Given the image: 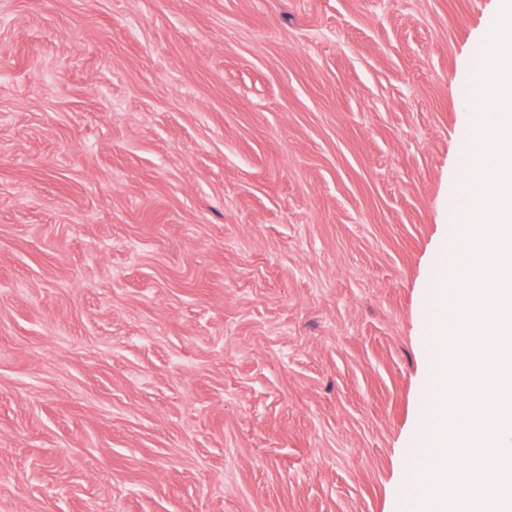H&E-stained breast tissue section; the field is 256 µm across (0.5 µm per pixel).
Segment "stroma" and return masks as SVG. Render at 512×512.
Listing matches in <instances>:
<instances>
[{
    "label": "stroma",
    "mask_w": 512,
    "mask_h": 512,
    "mask_svg": "<svg viewBox=\"0 0 512 512\" xmlns=\"http://www.w3.org/2000/svg\"><path fill=\"white\" fill-rule=\"evenodd\" d=\"M500 0H0V512H413Z\"/></svg>",
    "instance_id": "obj_1"
}]
</instances>
